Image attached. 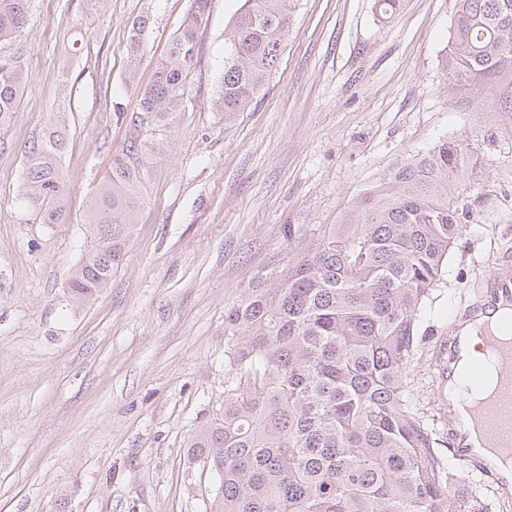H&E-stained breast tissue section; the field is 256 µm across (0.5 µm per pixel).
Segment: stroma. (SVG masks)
<instances>
[{"mask_svg":"<svg viewBox=\"0 0 512 512\" xmlns=\"http://www.w3.org/2000/svg\"><path fill=\"white\" fill-rule=\"evenodd\" d=\"M192 0H30L0 56L22 58L23 102L0 126V512H207L214 480L187 443L224 402V311L257 272L286 267L396 165L442 139L485 167L461 175L469 210L420 321L410 388L439 432L448 400L439 341L477 286L512 273V73L453 90L442 69L456 0H290L276 72L225 124L213 102L224 29L241 0H210L181 112L155 135L143 207L122 264L95 299L66 289L104 179L154 67ZM150 14L135 85L131 22ZM65 125L66 194L46 224L22 197L27 155ZM299 239L286 240L284 225Z\"/></svg>","mask_w":512,"mask_h":512,"instance_id":"stroma-1","label":"stroma"}]
</instances>
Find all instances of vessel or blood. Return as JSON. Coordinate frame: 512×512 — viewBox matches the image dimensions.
I'll return each instance as SVG.
<instances>
[{"label": "vessel or blood", "instance_id": "vessel-or-blood-1", "mask_svg": "<svg viewBox=\"0 0 512 512\" xmlns=\"http://www.w3.org/2000/svg\"><path fill=\"white\" fill-rule=\"evenodd\" d=\"M512 307V279L492 276L483 292L469 305L466 321L490 324L494 332L484 338V349L498 369V382L494 393L486 400L470 402V386L458 365L466 355L468 339L452 332L441 350L439 374L451 378L458 389V401L466 405L479 429L489 454H476L465 448L460 440L463 431L456 418L448 420V438L456 459L480 471L493 486H500L499 464L512 461V321L496 318L500 305Z\"/></svg>", "mask_w": 512, "mask_h": 512}]
</instances>
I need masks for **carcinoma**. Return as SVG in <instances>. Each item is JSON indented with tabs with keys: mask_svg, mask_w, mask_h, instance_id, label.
<instances>
[{
	"mask_svg": "<svg viewBox=\"0 0 512 512\" xmlns=\"http://www.w3.org/2000/svg\"><path fill=\"white\" fill-rule=\"evenodd\" d=\"M209 0H192L152 82L132 113L129 137L87 204L90 245L67 282L77 302L112 281L142 206L143 156L185 98V71ZM29 0H0V41L17 36ZM289 0H243L224 38L215 108L245 112L276 70ZM150 16L132 23L127 80L145 54ZM442 65L458 90L486 88L512 72V0H456ZM26 72L0 57V125L18 111ZM65 129L33 144L24 198L57 224L66 178ZM477 169L468 146L442 140L364 193L341 224H327L288 267L255 276L224 311V410L189 440L217 481L210 512H493L489 496L448 471L438 438L410 397L422 349L418 317L459 236L460 177Z\"/></svg>",
	"mask_w": 512,
	"mask_h": 512,
	"instance_id": "1",
	"label": "carcinoma"
}]
</instances>
